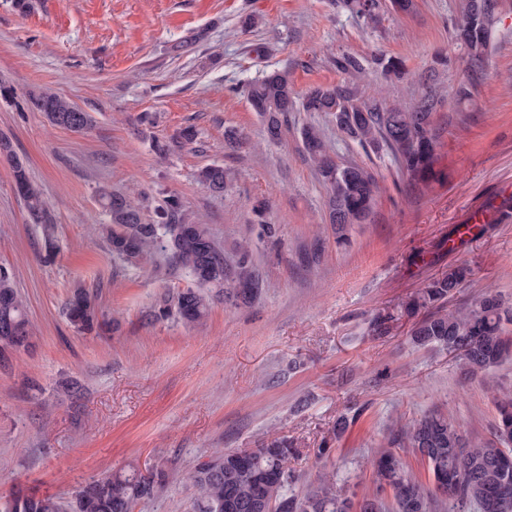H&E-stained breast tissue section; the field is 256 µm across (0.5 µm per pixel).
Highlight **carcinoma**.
I'll return each mask as SVG.
<instances>
[{
	"label": "carcinoma",
	"mask_w": 512,
	"mask_h": 512,
	"mask_svg": "<svg viewBox=\"0 0 512 512\" xmlns=\"http://www.w3.org/2000/svg\"><path fill=\"white\" fill-rule=\"evenodd\" d=\"M343 6L366 28L377 27L385 14L401 16L415 10L414 0H343ZM499 8V0H460L452 19L451 40L466 55L471 78L455 90L456 105L471 99V87L483 70L499 21ZM336 64L347 76L343 85L317 86L300 96L288 72L272 71L242 90L264 122L268 140L280 139L288 113L318 112L334 123L343 139L357 143L365 152L387 155L402 179L414 185L430 182L437 162L432 121L436 93L429 91L409 106H388L375 97L363 100L359 90L368 71L379 70L386 77L403 80L407 77L403 60L381 56L365 62L342 53ZM29 101L54 126L84 133L93 125L90 113L55 93H34ZM301 137L306 158L327 189V222L364 223L379 193L376 174L365 164L336 162L313 125L303 126ZM197 138L195 127L187 126L168 140H155L153 150L164 158ZM0 155L12 163L14 190L24 201L28 222L41 225L49 259L56 244L48 204L5 138L0 139ZM231 179V172L221 164L207 165L198 172L199 182L216 195L224 194ZM98 198L108 216L103 233L112 257L128 267H140L164 255L195 281L193 288L161 294L146 314L147 320L202 321L209 311L207 288L222 289L242 303L250 302L258 292L249 246H240L236 259H227L207 226L192 218L178 196H167L152 219L145 217L144 206L123 193L101 187ZM468 275L467 269L457 267L430 279L404 305V314L414 317L423 308H435L414 322L412 341L456 354L475 373L512 358V337L506 329L512 323V307L505 305L500 294L488 290L466 306L447 308L448 298ZM62 313L78 333L98 334L111 328L99 305L98 291L81 282L70 287ZM32 344L25 300L12 272L0 266V360L6 362ZM497 412L494 438L469 447L448 416L439 412L392 430L390 448L380 451L371 463L380 489L389 490L392 503L388 506L377 496L364 497L359 512H512L511 393L498 397ZM394 447L410 448L425 462L431 485L405 469ZM295 453L284 438L261 448L215 452L192 473V512H353L354 502L331 477L322 478L302 494L293 492L288 459ZM168 479L163 468L146 474L134 468L105 472L77 489L69 501L15 489L0 497V512H134L138 503L155 498Z\"/></svg>",
	"instance_id": "carcinoma-1"
}]
</instances>
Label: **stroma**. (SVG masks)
<instances>
[{
  "label": "stroma",
  "instance_id": "1",
  "mask_svg": "<svg viewBox=\"0 0 512 512\" xmlns=\"http://www.w3.org/2000/svg\"><path fill=\"white\" fill-rule=\"evenodd\" d=\"M0 0V136L49 201L57 251L45 261L42 230L28 223L0 156V266L27 299L32 347L0 364V496L20 488L70 497L106 471L164 466L169 481L134 512H190L196 465L216 450L288 437L289 469L302 491L326 474L354 498L375 494L370 460L396 421L437 409L467 441L492 439L499 390H512V360L464 374L452 353L412 343L401 305L433 277L465 266L454 303L482 290L512 303V217L459 237L471 214L512 186V0L485 75L470 101L448 105L468 80L448 19L459 0H416V12L362 28L341 0ZM254 25H245V18ZM265 48L256 55L255 45ZM402 58L408 77L371 72L365 97L411 104L432 90L438 164L426 186L398 178L389 159L341 140L318 113L293 112L278 142L240 88L287 71L298 94L343 83L336 54ZM48 90L89 112L78 134L51 125L28 92ZM152 113L155 122L141 123ZM320 127L331 156L371 166L380 193L369 220L327 224L326 189L307 162L303 125ZM196 143L161 160L152 137L186 126ZM241 142L229 148L227 129ZM235 178L224 195L195 179L210 163ZM133 193L146 215L170 194L208 224L225 251L253 243L261 293L250 304L215 299L207 319L151 322L160 294L190 287L181 270L159 274L115 264L96 232L100 186ZM269 204L277 242L260 238L252 208ZM97 289L112 332L77 333L62 303L74 281ZM395 314L388 336L372 318ZM77 381L72 400L61 379ZM39 390H32L31 382ZM347 426L331 430L339 417Z\"/></svg>",
  "mask_w": 512,
  "mask_h": 512
}]
</instances>
